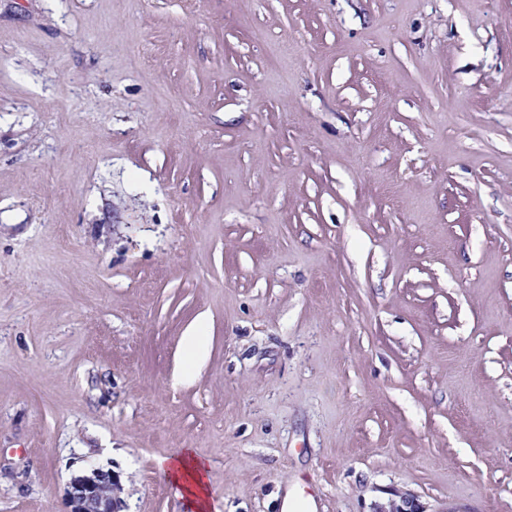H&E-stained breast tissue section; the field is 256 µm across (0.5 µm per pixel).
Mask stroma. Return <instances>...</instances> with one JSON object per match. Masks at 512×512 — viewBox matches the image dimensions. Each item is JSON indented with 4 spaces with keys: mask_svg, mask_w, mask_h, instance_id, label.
Instances as JSON below:
<instances>
[{
    "mask_svg": "<svg viewBox=\"0 0 512 512\" xmlns=\"http://www.w3.org/2000/svg\"><path fill=\"white\" fill-rule=\"evenodd\" d=\"M179 448L512 512V0H0V512Z\"/></svg>",
    "mask_w": 512,
    "mask_h": 512,
    "instance_id": "35a3bbf8",
    "label": "stroma"
}]
</instances>
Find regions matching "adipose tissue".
Instances as JSON below:
<instances>
[{
	"instance_id": "1",
	"label": "adipose tissue",
	"mask_w": 512,
	"mask_h": 512,
	"mask_svg": "<svg viewBox=\"0 0 512 512\" xmlns=\"http://www.w3.org/2000/svg\"><path fill=\"white\" fill-rule=\"evenodd\" d=\"M161 472L181 499L185 512H211L208 467L193 449L184 448L165 458Z\"/></svg>"
}]
</instances>
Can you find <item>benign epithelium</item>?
<instances>
[{"instance_id":"benign-epithelium-1","label":"benign epithelium","mask_w":512,"mask_h":512,"mask_svg":"<svg viewBox=\"0 0 512 512\" xmlns=\"http://www.w3.org/2000/svg\"><path fill=\"white\" fill-rule=\"evenodd\" d=\"M120 476L87 461L85 472L74 477L69 485L71 512H122ZM371 512H427L411 494L394 493L385 503H376Z\"/></svg>"}]
</instances>
